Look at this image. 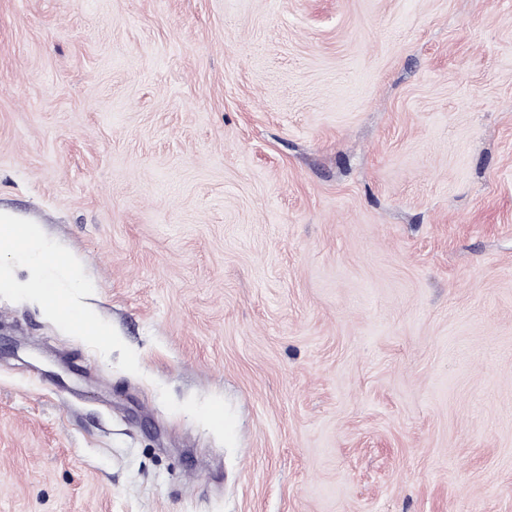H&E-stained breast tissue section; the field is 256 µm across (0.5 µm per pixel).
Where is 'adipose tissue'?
<instances>
[{"label": "adipose tissue", "mask_w": 512, "mask_h": 512, "mask_svg": "<svg viewBox=\"0 0 512 512\" xmlns=\"http://www.w3.org/2000/svg\"><path fill=\"white\" fill-rule=\"evenodd\" d=\"M17 242L22 243L30 260L33 287L43 293L47 303H54L60 295L59 282H74V269L57 266L46 244L32 227L0 222V250L10 249Z\"/></svg>", "instance_id": "adipose-tissue-1"}]
</instances>
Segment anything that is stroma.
<instances>
[{
	"instance_id": "1",
	"label": "stroma",
	"mask_w": 512,
	"mask_h": 512,
	"mask_svg": "<svg viewBox=\"0 0 512 512\" xmlns=\"http://www.w3.org/2000/svg\"><path fill=\"white\" fill-rule=\"evenodd\" d=\"M0 512H512V0H0ZM6 214L13 224L0 222V250L12 248L18 240L22 242L23 250L31 263V283L34 288L43 293L48 308L57 314L58 308L54 301L60 295L58 288L60 279L69 284L73 283L76 278L74 269L69 266L64 268L57 266L54 256L51 255L35 229L29 227L30 225H19L22 222L16 213L6 211Z\"/></svg>"
}]
</instances>
